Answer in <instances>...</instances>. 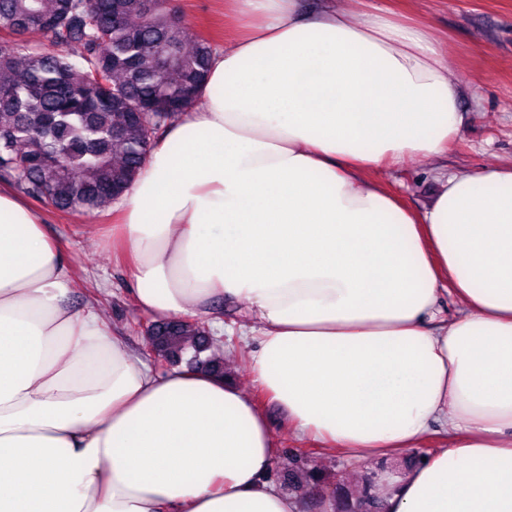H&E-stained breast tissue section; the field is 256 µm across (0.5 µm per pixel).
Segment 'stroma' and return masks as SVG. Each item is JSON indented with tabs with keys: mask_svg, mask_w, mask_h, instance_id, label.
I'll return each mask as SVG.
<instances>
[{
	"mask_svg": "<svg viewBox=\"0 0 512 512\" xmlns=\"http://www.w3.org/2000/svg\"><path fill=\"white\" fill-rule=\"evenodd\" d=\"M178 4L190 32L209 37L215 47H222L224 0H178ZM369 4L426 18L442 42L470 122L459 138L449 143L441 167L455 172L511 161L512 0H354L352 7L361 11ZM378 177L399 193L408 207L422 209L432 200L434 182L429 164L423 161L387 166ZM36 208L46 233L75 264L74 306L94 304L115 335L123 337L144 360L153 361L149 336L141 328L148 316L136 309L127 273L114 261L108 243L113 224L111 207L83 214H65L41 202ZM153 363L157 370L167 368L166 363ZM257 403L271 419L278 447L285 452L299 448L311 452L313 467L326 475L327 489H334L338 478L343 477L357 490L370 473L407 465L403 455L361 463L325 455L315 441L297 440L266 398H258Z\"/></svg>",
	"mask_w": 512,
	"mask_h": 512,
	"instance_id": "1",
	"label": "stroma"
}]
</instances>
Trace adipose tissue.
I'll return each instance as SVG.
<instances>
[{
	"instance_id": "ef3b65f1",
	"label": "adipose tissue",
	"mask_w": 512,
	"mask_h": 512,
	"mask_svg": "<svg viewBox=\"0 0 512 512\" xmlns=\"http://www.w3.org/2000/svg\"><path fill=\"white\" fill-rule=\"evenodd\" d=\"M468 121L427 21L224 0L206 84L112 203L137 308L243 304L252 382L296 436L364 462L446 427L378 483L387 512H512V162L438 173L420 211L376 177L439 160ZM73 284L0 185V512H299L255 400L152 369Z\"/></svg>"
}]
</instances>
